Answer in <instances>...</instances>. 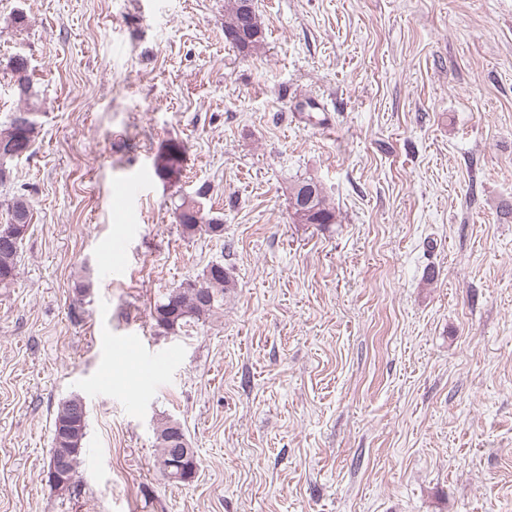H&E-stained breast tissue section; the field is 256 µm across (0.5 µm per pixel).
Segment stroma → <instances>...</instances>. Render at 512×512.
Listing matches in <instances>:
<instances>
[{
	"mask_svg": "<svg viewBox=\"0 0 512 512\" xmlns=\"http://www.w3.org/2000/svg\"><path fill=\"white\" fill-rule=\"evenodd\" d=\"M253 4L250 56L224 0H0V121L14 54L42 101L0 185L33 208L0 288V512H512V0ZM171 139L179 183L121 211ZM304 177L335 223L293 222ZM204 185L218 239L174 221ZM216 262L221 313L159 329L154 304ZM129 336L163 359L155 383L128 376ZM73 396L88 426L61 492ZM162 418L190 482L158 469ZM244 1L246 0L224 1V37L243 52L252 54L261 47L264 32L259 16L253 7V1H246V7L249 4L252 6L246 15L243 11ZM77 408H80V411H77ZM58 425H60L66 432V435L59 442L57 441ZM86 428L87 412L82 399L80 397L73 396L62 402L54 420L52 453L57 448H62V450L67 454L71 478L70 487L74 483L73 479L75 475V468L78 457L82 451L83 440L86 436ZM172 423L173 422L170 420H165L160 422L157 426L158 433H156V447L159 451V466L161 465L160 472L162 476L167 479L164 475V464L166 474L171 481L187 482L191 480L193 475H190L191 466H194L192 472L195 470L193 450L192 448H189L185 433L179 424H174L173 427V430L177 431V434L172 438V441H174L175 444L172 448L167 447L168 443L166 442V432H168L170 429L169 426Z\"/></svg>",
	"mask_w": 512,
	"mask_h": 512,
	"instance_id": "1",
	"label": "stroma"
}]
</instances>
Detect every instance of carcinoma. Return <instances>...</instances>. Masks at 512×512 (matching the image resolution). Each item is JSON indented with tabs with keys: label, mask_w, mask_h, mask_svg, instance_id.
Returning <instances> with one entry per match:
<instances>
[{
	"label": "carcinoma",
	"mask_w": 512,
	"mask_h": 512,
	"mask_svg": "<svg viewBox=\"0 0 512 512\" xmlns=\"http://www.w3.org/2000/svg\"><path fill=\"white\" fill-rule=\"evenodd\" d=\"M244 0H224V37L240 50L251 54L257 51L264 40V32L255 10L243 11ZM10 78L17 89L23 106L11 113L0 123V143H14L17 157L27 153L37 126L22 128L16 123L18 116L31 113L38 115V93L33 88L30 66L27 57L12 56L7 64ZM187 147L178 141L167 142L154 160V171L158 177L173 168H183L186 162ZM15 157V158H17ZM15 158L0 160V184L11 179V163ZM309 190L312 202L307 213L294 219L298 224H331L334 214L324 194L321 184L313 178L299 179L288 186V196L293 199L303 190ZM0 209L7 219L0 223V288H8L19 278V249L29 230L32 214L25 197L13 196L0 200ZM182 234L221 236L224 232L223 220L211 212H202L191 224H180ZM231 286L228 273L221 264L211 265L200 280H188L186 285L167 293L154 304L150 315L156 326L166 331H176L190 323L203 320L219 309L224 299V290ZM54 425L61 426L66 435L61 441H53V448L62 449L67 454L70 475H75L78 457L86 436L87 412L82 399L73 396L62 402L58 408Z\"/></svg>",
	"instance_id": "cac0c4a2"
}]
</instances>
